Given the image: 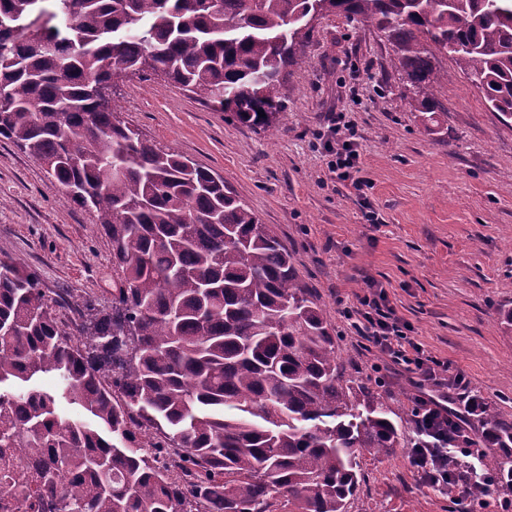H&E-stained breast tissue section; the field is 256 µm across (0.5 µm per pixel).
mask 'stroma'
Returning <instances> with one entry per match:
<instances>
[{"label": "stroma", "mask_w": 512, "mask_h": 512, "mask_svg": "<svg viewBox=\"0 0 512 512\" xmlns=\"http://www.w3.org/2000/svg\"><path fill=\"white\" fill-rule=\"evenodd\" d=\"M307 54L290 68L279 130L237 122L163 78L117 84L119 120L160 147L221 175L226 188L287 248L298 279L320 301L336 353L356 381L383 378L379 394L407 426L416 390L387 368L343 316L366 280L382 283L409 337L462 372L473 394L512 425V121L440 55L435 131L403 93L399 65L376 30L343 16L320 17ZM352 125L364 197L328 168L329 127ZM368 199L380 223L362 217ZM40 277L63 321V296L112 303V247L91 214L68 201L45 167L0 140V257ZM350 512H501L500 494L481 503L426 485L408 451L360 453Z\"/></svg>", "instance_id": "35a3bbf8"}]
</instances>
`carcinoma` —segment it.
I'll use <instances>...</instances> for the list:
<instances>
[{
  "label": "carcinoma",
  "mask_w": 512,
  "mask_h": 512,
  "mask_svg": "<svg viewBox=\"0 0 512 512\" xmlns=\"http://www.w3.org/2000/svg\"><path fill=\"white\" fill-rule=\"evenodd\" d=\"M330 13L391 45L425 129L435 50L512 119V0H0V139L93 214L116 273L110 309L71 301L73 333L37 273L0 259L4 508L348 512L358 450L401 447L387 406L337 361L277 236L223 177L149 143L103 94L161 76L271 131L288 67L308 63V18ZM44 376L54 389L32 386ZM480 416L481 442L512 448V426L488 406ZM145 429L177 449V474ZM487 467L512 494V468Z\"/></svg>",
  "instance_id": "obj_1"
}]
</instances>
